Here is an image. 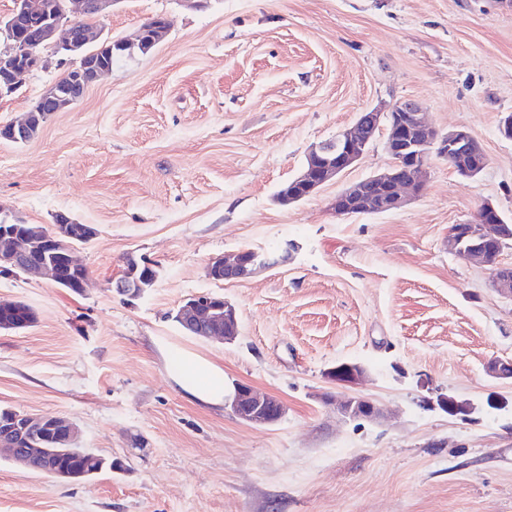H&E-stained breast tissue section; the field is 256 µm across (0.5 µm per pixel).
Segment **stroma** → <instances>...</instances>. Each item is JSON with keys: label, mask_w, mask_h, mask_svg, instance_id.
<instances>
[{"label": "stroma", "mask_w": 512, "mask_h": 512, "mask_svg": "<svg viewBox=\"0 0 512 512\" xmlns=\"http://www.w3.org/2000/svg\"><path fill=\"white\" fill-rule=\"evenodd\" d=\"M156 15L162 42L116 57L31 140L0 139V218L98 231L74 251L83 292L0 274V299L37 314L0 332V408L68 419L80 447L125 466L72 482L0 458V512H512V379L487 371L512 363V300L448 249L483 203L512 222V0H114L96 24L117 40ZM63 73L24 75L0 126ZM407 99L439 133L468 131L487 167L465 179L435 155L401 209L336 214L338 191L391 166L383 128L314 196L275 201L311 145ZM241 249L288 257L209 277ZM132 260L157 272L136 298L114 289ZM203 293L235 306L233 342L176 321ZM185 349L284 417L189 401L172 380ZM341 362L364 367L358 385L327 379ZM342 392L384 420L341 417L323 397Z\"/></svg>", "instance_id": "obj_1"}]
</instances>
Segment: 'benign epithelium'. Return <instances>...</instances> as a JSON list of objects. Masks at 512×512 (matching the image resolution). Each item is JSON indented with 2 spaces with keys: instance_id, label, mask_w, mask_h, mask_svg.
<instances>
[{
  "instance_id": "1",
  "label": "benign epithelium",
  "mask_w": 512,
  "mask_h": 512,
  "mask_svg": "<svg viewBox=\"0 0 512 512\" xmlns=\"http://www.w3.org/2000/svg\"><path fill=\"white\" fill-rule=\"evenodd\" d=\"M114 0H69L66 8L53 14L39 0H15V6L6 19L7 44L0 48V97L12 95L18 89L20 77L43 69L48 60L41 49L50 48L59 56L58 65L67 67L70 83L61 89L47 88L23 121L0 126V138L12 142L26 141L35 135L33 119L36 114L61 112L79 101L108 68L94 58V53L79 51L99 38L93 25L76 24L79 17H101L109 12ZM168 20L152 29L139 28L131 38L121 39L117 45L130 51L150 43L162 41L168 30ZM33 31L34 43L26 40L27 31ZM389 133L385 151L391 157V168L345 187L336 194L332 208L340 215L353 213H384L402 208L417 197L432 153L449 160L455 171L466 179L479 175L487 165V156L480 144L463 129L452 130L442 136L425 119L423 106L412 99L394 103L386 109H371L352 126L340 131L328 142L310 148L302 172L287 184L280 186L277 199L290 204L307 199L328 181L339 176L363 155L381 126ZM64 229L79 240H92L97 230L90 224H76L70 220ZM512 241V225L505 222L500 210L490 202L484 203L476 220L470 224H456L448 230V249L458 257L477 260L490 267L491 285L500 294L512 298V266L499 264V256ZM49 235L33 224H8L0 221V271L20 270L50 281L66 285L67 271L79 270L81 265L67 253L58 259L49 250ZM286 255L259 254L245 249L212 262L209 277L232 281L252 277L258 269L273 267L285 261ZM132 262L126 279L118 281L121 289H130L129 296L137 297L144 287L135 274L140 268ZM141 268L150 271L146 264ZM178 320L190 334L203 338L221 337L232 342L239 333L234 306L222 297L197 295L178 309ZM32 325L31 319L18 308V303L0 302V327L21 331ZM365 375L358 364L342 363L328 369L326 376L344 387L359 384ZM233 412L253 424H273L286 413V407L277 399L261 395L251 386H237L231 403ZM336 410L346 418L377 421L381 409L364 397L348 396L336 401ZM51 431L60 443L77 438L76 428L54 415H33L14 411L0 418V452L12 461L28 466L30 457L41 454L39 448H24L31 443L33 433Z\"/></svg>"
}]
</instances>
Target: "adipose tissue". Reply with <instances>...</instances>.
I'll use <instances>...</instances> for the list:
<instances>
[{
    "label": "adipose tissue",
    "instance_id": "adipose-tissue-1",
    "mask_svg": "<svg viewBox=\"0 0 512 512\" xmlns=\"http://www.w3.org/2000/svg\"><path fill=\"white\" fill-rule=\"evenodd\" d=\"M182 361L184 371L176 383L190 401L209 407L232 402L235 388L225 381L221 367L190 350L183 352Z\"/></svg>",
    "mask_w": 512,
    "mask_h": 512
}]
</instances>
